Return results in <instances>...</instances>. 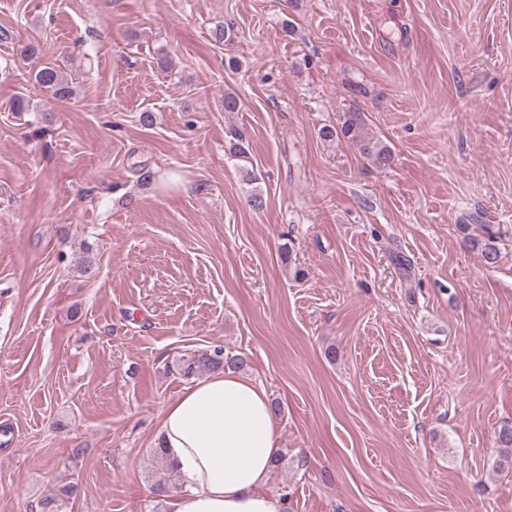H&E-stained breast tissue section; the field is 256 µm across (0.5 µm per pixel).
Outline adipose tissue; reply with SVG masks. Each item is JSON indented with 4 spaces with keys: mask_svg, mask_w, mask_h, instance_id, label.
I'll return each mask as SVG.
<instances>
[{
    "mask_svg": "<svg viewBox=\"0 0 512 512\" xmlns=\"http://www.w3.org/2000/svg\"><path fill=\"white\" fill-rule=\"evenodd\" d=\"M279 436L258 382L225 370L185 386L162 410L154 440L180 478L171 512H285L265 489Z\"/></svg>",
    "mask_w": 512,
    "mask_h": 512,
    "instance_id": "obj_1",
    "label": "adipose tissue"
}]
</instances>
